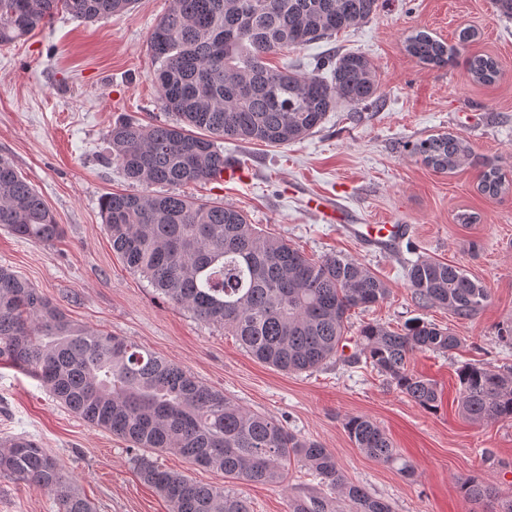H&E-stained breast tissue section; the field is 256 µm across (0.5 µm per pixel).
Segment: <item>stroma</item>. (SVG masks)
Returning <instances> with one entry per match:
<instances>
[{"instance_id":"1","label":"stroma","mask_w":512,"mask_h":512,"mask_svg":"<svg viewBox=\"0 0 512 512\" xmlns=\"http://www.w3.org/2000/svg\"><path fill=\"white\" fill-rule=\"evenodd\" d=\"M169 4L137 0L129 12L96 22L61 13L0 46V157L14 163L64 229L57 241L41 244L0 228V266L60 303L74 321L132 339L244 408L332 449L347 479L390 502L393 512H483L461 493L471 478L512 496V421L471 424L454 403L462 365L512 366V345L498 338L500 327L512 325V192L486 197L477 189L479 168L439 174L409 149L416 140L452 132L476 155L495 159L512 181V20L494 0H379L367 23L270 58L274 67L297 63L307 70L321 55L364 54L377 69L378 101L338 103L313 134L282 148L224 141L225 157L244 168L245 179L181 189L243 210L264 234L287 239L308 258L340 254L368 267L390 293L352 310V328L379 322L400 330L418 318L451 328L462 340L452 355L419 351L410 360L414 373L442 391L438 408L427 410L361 363L333 360L303 373L262 364L222 326L167 302L113 253L101 200L138 186L105 163L106 134L123 116L165 117L149 76L148 42ZM465 27L476 36L451 66L420 63L405 50L412 33L453 45ZM475 54L497 60L495 84L472 80L466 60ZM320 195L350 223L404 224L410 237L390 253L366 249L310 209L309 199ZM461 212L474 214L475 222L457 223ZM421 256L454 263L482 281L490 291L485 310L458 321L416 305L405 268ZM356 415L385 430L412 475L354 447L345 423ZM17 435L54 456L95 512H169L139 478L126 442L67 410L34 377L2 364L0 441ZM318 485L294 462L284 485L234 489L251 512H288L292 497ZM0 512H57V505L43 490L0 476Z\"/></svg>"}]
</instances>
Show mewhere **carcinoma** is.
Masks as SVG:
<instances>
[{
	"mask_svg": "<svg viewBox=\"0 0 512 512\" xmlns=\"http://www.w3.org/2000/svg\"><path fill=\"white\" fill-rule=\"evenodd\" d=\"M136 0H0V45L29 35L66 13L97 21L129 11ZM379 0H171L157 20L148 51L161 109L173 121L115 122L108 162L120 166L140 193H111L101 212L112 250L133 274L198 320L224 327L259 362L289 373L312 372L341 356L349 312L389 295L386 283L362 263L329 255L306 257L284 239L263 235L239 209L221 200L197 201L154 186L211 182L227 160L221 142H261L280 148L314 133L337 103L360 105L379 97L371 60L360 53L328 55L309 73L273 68L271 55L328 39L368 22ZM416 60L445 67L458 49L419 31L406 40ZM473 80L499 75L490 56L467 59ZM413 152L439 173L475 161L468 141L452 133L421 139ZM479 189L490 197L509 190L490 161ZM0 227L39 243L61 237L51 209L14 165L0 158ZM406 278L422 308H441L459 321L475 318L488 288L461 267L433 259L407 265ZM461 340L423 320L401 332L381 323L358 329L347 358L390 379L420 407H438L437 383L408 369L410 356L446 354ZM30 374L68 410L145 453L133 462L140 479L168 502L170 512H251L239 493L161 468L148 453L174 452L224 473L230 483L281 485L296 460L353 512H392L385 501L347 480L334 453L249 411L166 357L135 342L72 320L56 303L10 268L0 266V363ZM457 407L475 423L512 419V366L466 364L458 370ZM350 441L367 457L407 472L387 433L371 418L345 423ZM0 475L55 497L59 512H94L72 488V476L28 436L0 450ZM465 498L486 512H512V499L473 479ZM289 512H333L313 489L290 500Z\"/></svg>",
	"mask_w": 512,
	"mask_h": 512,
	"instance_id": "obj_1",
	"label": "carcinoma"
}]
</instances>
